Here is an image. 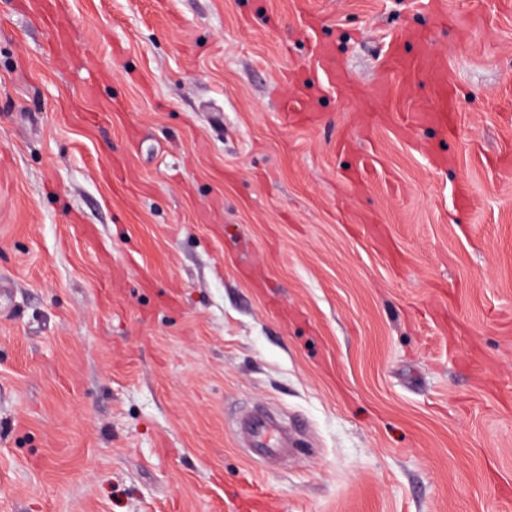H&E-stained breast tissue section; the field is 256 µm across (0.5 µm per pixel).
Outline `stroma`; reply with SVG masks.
I'll return each mask as SVG.
<instances>
[{"label": "stroma", "instance_id": "stroma-1", "mask_svg": "<svg viewBox=\"0 0 512 512\" xmlns=\"http://www.w3.org/2000/svg\"><path fill=\"white\" fill-rule=\"evenodd\" d=\"M25 2L0 0V512H512V7ZM422 49L448 138L397 120L436 104L387 64ZM263 406L302 432L259 466L233 421Z\"/></svg>", "mask_w": 512, "mask_h": 512}]
</instances>
